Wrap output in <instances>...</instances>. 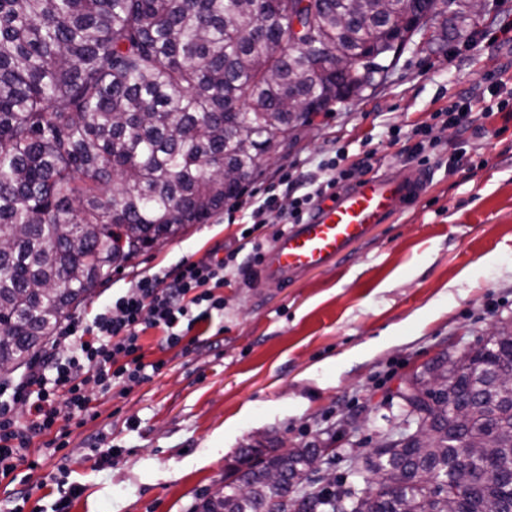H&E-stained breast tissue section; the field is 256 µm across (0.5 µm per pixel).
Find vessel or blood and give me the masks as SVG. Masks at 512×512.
<instances>
[{
    "label": "vessel or blood",
    "instance_id": "1",
    "mask_svg": "<svg viewBox=\"0 0 512 512\" xmlns=\"http://www.w3.org/2000/svg\"><path fill=\"white\" fill-rule=\"evenodd\" d=\"M430 174H384L340 191L315 213L282 234L263 254L259 277L288 281L298 273L328 266L373 225L386 223L416 200Z\"/></svg>",
    "mask_w": 512,
    "mask_h": 512
}]
</instances>
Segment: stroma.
Instances as JSON below:
<instances>
[{"label": "stroma", "instance_id": "1", "mask_svg": "<svg viewBox=\"0 0 512 512\" xmlns=\"http://www.w3.org/2000/svg\"><path fill=\"white\" fill-rule=\"evenodd\" d=\"M506 24L512 0H489L488 15L441 48L409 45L384 84L298 127L239 194L258 203L275 188L280 208L267 213L265 235L279 231L293 202L278 184L282 170L323 178L322 160L341 147L357 160L368 137L374 171L402 176L419 162L408 142L390 144L391 128L431 123L457 94H482L492 71L502 75L500 97H512V41L493 37ZM432 125L433 177L418 203L336 264L286 286L256 280L253 263L227 270L224 311L201 324L206 338L189 354L162 349L161 331L147 330L142 352L163 361L160 373L129 392L97 396L95 418L71 427L62 451L34 441L35 467L18 468L30 493L24 512H52L61 466L80 488L70 512H195L210 489L237 483L253 448H330L327 470L337 480L358 489L374 483L363 461L402 424L404 382L442 354L482 347L512 321V117L485 120L483 132L464 139ZM250 223L246 210L225 201L207 223L113 271L76 316L111 303L140 275L226 256ZM99 434L118 450L101 467L91 446Z\"/></svg>", "mask_w": 512, "mask_h": 512}]
</instances>
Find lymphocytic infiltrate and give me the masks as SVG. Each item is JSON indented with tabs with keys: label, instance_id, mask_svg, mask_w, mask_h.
<instances>
[{
	"label": "lymphocytic infiltrate",
	"instance_id": "lymphocytic-infiltrate-1",
	"mask_svg": "<svg viewBox=\"0 0 512 512\" xmlns=\"http://www.w3.org/2000/svg\"><path fill=\"white\" fill-rule=\"evenodd\" d=\"M511 105L492 100L476 115L469 97L463 96L435 118L463 135L475 116L487 119ZM375 155V149L364 150L349 164L345 151L337 150L323 164L328 178L296 198L285 223H299L324 199L369 172ZM236 259L232 252L143 275L110 304L61 328L52 340L55 355L32 371L9 399L0 400V477H9L25 462L36 438L45 436L49 447L66 448L69 425L81 426L93 417L95 394L115 389L125 393L159 373L161 362L145 361L142 353L140 338L147 330L162 331L163 348L189 353L185 338L213 312L223 310L224 300L216 290L223 287L226 270Z\"/></svg>",
	"mask_w": 512,
	"mask_h": 512
}]
</instances>
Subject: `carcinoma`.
<instances>
[{
	"mask_svg": "<svg viewBox=\"0 0 512 512\" xmlns=\"http://www.w3.org/2000/svg\"><path fill=\"white\" fill-rule=\"evenodd\" d=\"M381 0H0V374L7 376L112 275V236L130 255L204 224L292 137L305 109L336 102V73L315 70L338 40L395 64ZM366 24L344 26L352 9ZM302 31L295 32L288 11ZM241 183H224V164ZM460 367L438 359L419 440L393 439L370 462L394 486L372 492L310 485L316 448L258 451L238 486L196 512H512V323ZM465 408L460 425L453 410ZM482 442L471 460L463 442ZM471 481L457 489L458 470ZM280 471L282 483L269 474Z\"/></svg>",
	"mask_w": 512,
	"mask_h": 512,
	"instance_id": "carcinoma-1",
	"label": "carcinoma"
}]
</instances>
